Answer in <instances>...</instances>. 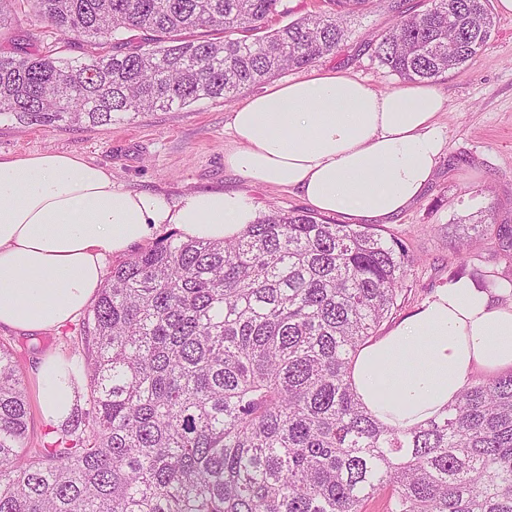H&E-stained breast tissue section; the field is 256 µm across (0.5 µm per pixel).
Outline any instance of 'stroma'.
Here are the masks:
<instances>
[{"label": "stroma", "mask_w": 512, "mask_h": 512, "mask_svg": "<svg viewBox=\"0 0 512 512\" xmlns=\"http://www.w3.org/2000/svg\"><path fill=\"white\" fill-rule=\"evenodd\" d=\"M9 21L0 27V44L17 41L29 46L44 40L41 24L24 16L12 0L4 5ZM496 26L488 43L465 66L449 71L436 85L447 99L437 122L447 146L433 182L422 198L391 218L387 228L405 241L420 259L409 276L412 289L400 313L408 315L425 302L448 277L459 274L482 285L489 272L506 271L495 248L481 247L459 260L449 246L455 221L494 207L495 221L512 225V13L495 12ZM383 5L357 18L352 34L336 53L324 56L316 68L344 70L374 89L400 85L398 76L381 68L365 43L367 36L390 27ZM233 104L204 99L182 108L157 110L98 127H28L0 118V154L70 152L100 165L127 189L152 191L175 200L197 190L243 191L256 212L271 207H305L298 191L249 184L224 166V151L233 137L228 127ZM79 322L61 330L27 333L0 328V343L20 357V369L31 410L30 434L40 441L46 430L39 408L34 366L54 355L79 364L70 337Z\"/></svg>", "instance_id": "1"}]
</instances>
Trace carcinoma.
<instances>
[{"instance_id":"carcinoma-1","label":"carcinoma","mask_w":512,"mask_h":512,"mask_svg":"<svg viewBox=\"0 0 512 512\" xmlns=\"http://www.w3.org/2000/svg\"><path fill=\"white\" fill-rule=\"evenodd\" d=\"M76 34L80 58L0 47V116L105 126L126 115L231 102L314 63L373 0H323L277 28L285 0H12ZM367 42L407 81L458 69L489 41V0H387ZM141 33L138 45L123 34ZM458 239L512 260L487 212ZM415 258L376 224L273 208L234 239L171 231L112 267L80 326L89 409L28 447L31 405L0 344V512H512V370L393 427L349 379L401 309Z\"/></svg>"}]
</instances>
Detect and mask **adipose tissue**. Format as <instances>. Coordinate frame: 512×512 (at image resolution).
I'll return each instance as SVG.
<instances>
[{
	"label": "adipose tissue",
	"instance_id": "adipose-tissue-1",
	"mask_svg": "<svg viewBox=\"0 0 512 512\" xmlns=\"http://www.w3.org/2000/svg\"><path fill=\"white\" fill-rule=\"evenodd\" d=\"M435 86L380 92L344 71L315 70L275 84L232 112L224 165L252 183L294 188L318 212L383 223L417 202L445 147ZM255 218L241 192L195 191L171 201L115 184L82 156L0 154V328L55 330L104 285L103 258L148 240L161 225L212 240L238 236ZM512 367V299L459 277L436 289L351 368L364 404L410 426L453 403L475 369ZM46 425L74 406L71 369L37 366Z\"/></svg>",
	"mask_w": 512,
	"mask_h": 512
}]
</instances>
